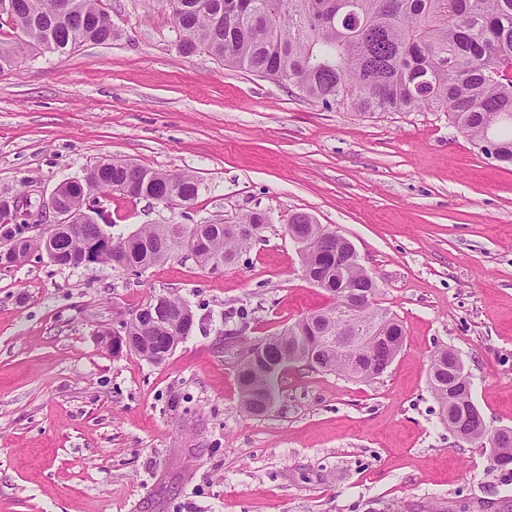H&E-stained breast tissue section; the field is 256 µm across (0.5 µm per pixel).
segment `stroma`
<instances>
[{
  "label": "stroma",
  "instance_id": "stroma-1",
  "mask_svg": "<svg viewBox=\"0 0 512 512\" xmlns=\"http://www.w3.org/2000/svg\"><path fill=\"white\" fill-rule=\"evenodd\" d=\"M116 35L57 54L16 49L0 20V196L48 201L103 158L189 173V209L110 192L113 236L146 224H233L263 239L211 270L179 251L141 273L0 267V512H512V473L459 440L428 387L461 358L489 429L512 428V167L446 113L362 115L293 85L181 53L163 0H101ZM307 213L351 240L376 302L405 329L382 375L295 366L272 409L240 406L234 361L329 297L286 224ZM195 326L160 365L101 335L150 297ZM247 308L239 318L238 308Z\"/></svg>",
  "mask_w": 512,
  "mask_h": 512
}]
</instances>
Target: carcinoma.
<instances>
[{"label":"carcinoma","instance_id":"carcinoma-1","mask_svg":"<svg viewBox=\"0 0 512 512\" xmlns=\"http://www.w3.org/2000/svg\"><path fill=\"white\" fill-rule=\"evenodd\" d=\"M45 0H11L18 47L52 39L61 52L79 42L104 43L112 31L98 25L106 16L98 0H72L67 18L45 11ZM180 32L179 48L186 55L200 50L237 68L263 74L273 70L281 81L293 84L314 101L329 107L347 105L361 114L376 112H420L448 114L482 151L497 161L512 164V0H248L251 10L232 23L219 24L216 15L227 13L235 0H163ZM76 207H84L89 196L121 191L133 198L155 199L170 194L189 205L198 195V183L188 173L152 171L128 162L107 159L87 169L83 177L60 184ZM240 224L255 226L250 237H235L222 224H212L200 246L191 253L205 267L218 270L234 265L261 237L268 224L262 211L241 216ZM288 229L308 233L315 239L305 261L314 277H327L336 260L344 258L336 232L313 224L306 213L288 219ZM99 225H91L85 238L57 234L54 244L59 265L88 256L98 264L112 259L95 243ZM9 237L24 242L14 262L43 241L22 236L21 226ZM128 265L140 272L188 248L187 241L170 232L168 224L144 225L126 237ZM350 287L367 295L359 318L366 332L345 334L344 323L334 319L312 324L324 311H336L343 296L331 295L332 303L314 311L267 338L266 357L254 363L250 376L262 383L268 363L282 354L281 343L298 361L319 371L368 381L386 370L390 347L381 339L404 335L399 322L376 306V282L367 273L352 275ZM182 340L160 334L140 355L154 364L163 363ZM495 432L475 423L468 441L488 442L495 452Z\"/></svg>","mask_w":512,"mask_h":512}]
</instances>
